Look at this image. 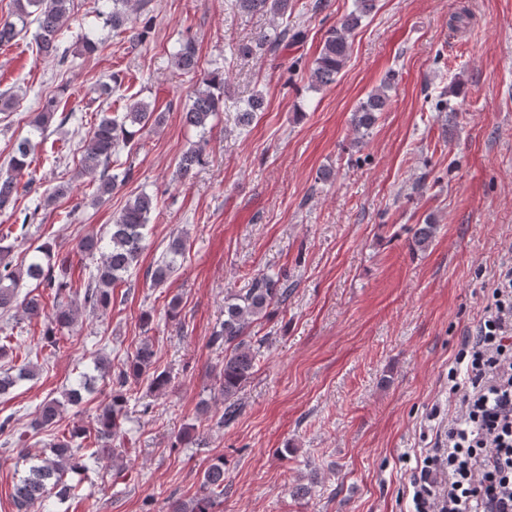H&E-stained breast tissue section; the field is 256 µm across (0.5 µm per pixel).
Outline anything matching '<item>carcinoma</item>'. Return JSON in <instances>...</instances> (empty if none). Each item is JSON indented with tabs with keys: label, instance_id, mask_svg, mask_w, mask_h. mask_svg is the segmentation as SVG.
I'll use <instances>...</instances> for the list:
<instances>
[{
	"label": "carcinoma",
	"instance_id": "obj_1",
	"mask_svg": "<svg viewBox=\"0 0 512 512\" xmlns=\"http://www.w3.org/2000/svg\"><path fill=\"white\" fill-rule=\"evenodd\" d=\"M12 14L18 22H0V45L18 37L28 24H36L35 39L45 54L59 51L58 34L69 20L72 0H13ZM376 0H355V9L341 21L329 28L324 35L319 54L312 62L310 78L313 84L324 87L336 82L344 68L349 53V37L362 21L375 8ZM292 0H236L237 8L244 13L284 17L291 9ZM129 0H112V10L106 21L112 28L123 29L130 22L133 9ZM301 37L296 32L288 35V28L275 33L265 44L241 43L237 52L241 56H252L258 50L275 51L287 38ZM173 65L185 74H194L199 68L195 44L191 39L182 42L171 55ZM389 83L385 82L359 103L352 114V124L356 132L367 136L385 110ZM224 98V76L213 74L205 79L194 91L183 112L185 125L206 133L210 123L220 111ZM263 107V96L254 94L247 102L240 120L248 125L254 113ZM56 106L47 102L33 122L34 131L42 135L49 127ZM163 113L155 111L143 100L129 99L124 111L103 115L91 131L83 145L82 167L78 177L98 178V192L108 194L115 187L119 174H108L112 158L138 137L160 126ZM37 142L26 137L18 141L8 162V169L0 172V212L14 207L18 200L19 187H28L33 178L22 181L29 174V167L35 154ZM203 144L189 149L181 155L174 177L178 180L189 178L194 169L202 163ZM156 202V197L142 192L129 201L114 219L104 234L84 236L77 249L95 260L88 266L87 276L79 288H73L69 280L66 262L53 264V248L41 244L34 248L27 264L14 268L9 262H0V314L7 315L14 310L23 312L29 318L45 314L44 295L54 298L55 311L51 323L60 330L77 322L83 310L96 312L112 305V288L126 282L130 271L137 265L144 247L148 216ZM437 227L432 223L421 225L414 234L413 246L424 250L435 237ZM187 235L176 233L169 240L166 250L155 267L147 271L151 285H164L177 271L179 258L186 249ZM35 282L41 292L19 294L21 282ZM288 280L276 275L262 274L251 280L250 287L224 298V321L210 337L211 345L224 353L216 376L218 392L224 398V413L220 422L234 420L240 412L239 392L254 374L256 354L248 340V330L254 322L266 317L272 303H284L290 296ZM156 352L153 344L145 341L128 357L118 370H112L107 359L96 356L93 370L113 375L112 396L108 406L96 416L94 431L80 426L55 437L51 445V456L30 465L26 475L14 486L13 500L17 512H31L35 505H44L52 496L66 497L71 486L64 482L69 473L86 472L96 466L100 456L114 453L112 438L122 429L128 418L127 406L132 386L145 381L149 388L159 391L169 384V377L154 369ZM37 366L29 363L21 365L16 375H0V394L23 380L36 376ZM95 376L83 372L76 379L64 397L66 402L77 405L82 401V392L89 389ZM63 403L57 399L44 401L29 428L39 432L57 422ZM94 438V447L84 443ZM224 494V458H217L203 473L201 494L189 500H175L170 503L169 512H212L214 498Z\"/></svg>",
	"mask_w": 512,
	"mask_h": 512
}]
</instances>
